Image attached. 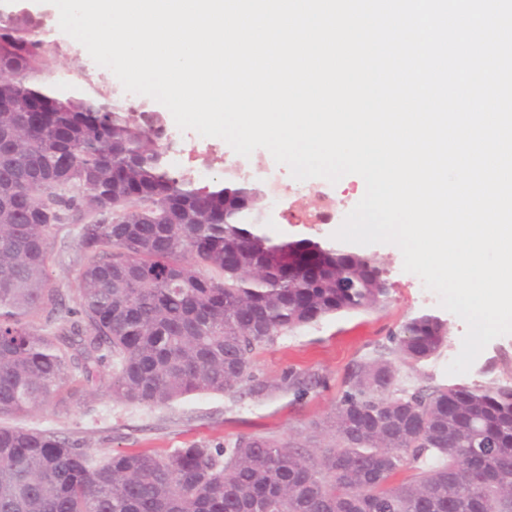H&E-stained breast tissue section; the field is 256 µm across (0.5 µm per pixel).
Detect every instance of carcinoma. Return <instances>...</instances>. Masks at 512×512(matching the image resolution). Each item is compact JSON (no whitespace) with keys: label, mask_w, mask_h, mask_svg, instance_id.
<instances>
[{"label":"carcinoma","mask_w":512,"mask_h":512,"mask_svg":"<svg viewBox=\"0 0 512 512\" xmlns=\"http://www.w3.org/2000/svg\"><path fill=\"white\" fill-rule=\"evenodd\" d=\"M44 28L0 10V417L65 408L100 378L112 398L146 406L259 396L257 348L381 306L375 258L275 242L257 184L173 166L163 113L47 78ZM74 218L80 268L67 307L51 239ZM447 335L421 313L390 353L426 361ZM344 386L324 448L240 435L100 456L1 424L0 512H512V385L410 390L380 355Z\"/></svg>","instance_id":"1"}]
</instances>
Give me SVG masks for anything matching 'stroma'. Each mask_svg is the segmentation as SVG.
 <instances>
[{
	"mask_svg": "<svg viewBox=\"0 0 512 512\" xmlns=\"http://www.w3.org/2000/svg\"><path fill=\"white\" fill-rule=\"evenodd\" d=\"M50 69L53 75L67 76L76 86L91 83L108 93L117 87L111 74L97 69L86 49L71 38L58 44ZM178 145V166L184 171H194L207 162L213 174L229 172L239 179L262 183L264 195L281 190L285 200L279 209L267 210L263 226L264 232L278 241L308 238L333 243L335 225L309 223V215L330 205L349 213L366 189L357 175L345 176L334 184L323 178L299 184L286 169L280 174L279 186L266 185L262 173L274 167L275 161L265 149L243 157L222 139L203 141L191 130L184 131ZM77 233L76 225L65 224L53 241L56 262L52 278L63 289L73 284L79 269ZM364 252L381 261L387 271L389 294L385 303L374 311L318 321L258 348L253 354V370L268 387L263 396H253L244 389L231 394L209 392L149 407L113 400L101 389L69 409L50 406L19 418L18 423L57 433L101 453L225 446L241 435L287 439L300 448L325 445L329 438L323 428L336 409L346 373L354 364L389 347L390 334L409 317L428 312L448 324V342L438 355L418 364L398 362L403 380L416 386L448 381L445 362L458 355L466 332L459 317L417 288L411 273L403 269L398 247L374 244L365 246ZM292 374L306 380L308 389L303 395L289 390L287 378ZM459 380L512 384V335L492 340Z\"/></svg>",
	"mask_w": 512,
	"mask_h": 512,
	"instance_id": "35a3bbf8",
	"label": "stroma"
}]
</instances>
